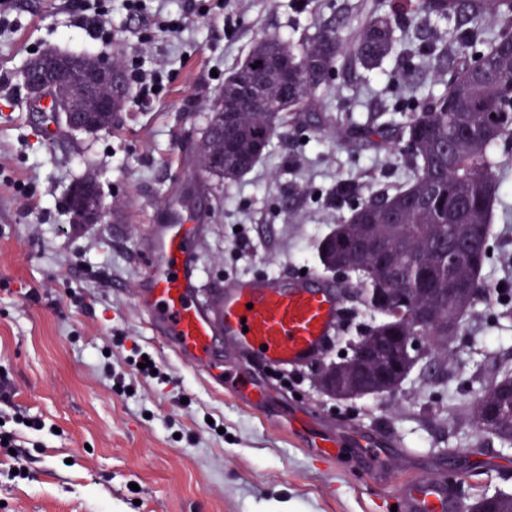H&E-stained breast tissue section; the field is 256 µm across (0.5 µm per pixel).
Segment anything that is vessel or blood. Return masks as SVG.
Returning <instances> with one entry per match:
<instances>
[{
    "label": "vessel or blood",
    "instance_id": "1",
    "mask_svg": "<svg viewBox=\"0 0 512 512\" xmlns=\"http://www.w3.org/2000/svg\"><path fill=\"white\" fill-rule=\"evenodd\" d=\"M193 235L184 222L153 225L144 252L150 266L136 302L147 326L187 366L207 369L214 342L230 340L271 367L305 364L324 349L339 323L343 300L333 285L311 273L286 283L275 277L237 280L211 299L199 300L192 262ZM255 379L225 373L224 391L249 398ZM408 512H447L448 492L440 482L414 483L405 495Z\"/></svg>",
    "mask_w": 512,
    "mask_h": 512
}]
</instances>
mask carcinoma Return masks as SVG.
<instances>
[{
    "label": "carcinoma",
    "instance_id": "1",
    "mask_svg": "<svg viewBox=\"0 0 512 512\" xmlns=\"http://www.w3.org/2000/svg\"><path fill=\"white\" fill-rule=\"evenodd\" d=\"M390 3L391 12L371 14L349 43L332 22L297 43L269 36L258 39L218 94L228 102L237 99L255 74L270 93H278L285 59L288 67L301 71L305 87L299 94L288 92V107L281 112H244L236 118L232 130L225 132L229 148L224 172L217 175L222 182L238 180L290 126L308 127L315 133L332 127L349 143L366 141L376 148L403 143L410 150L411 172L390 192L362 198L356 182L336 183V200L350 204L352 212L317 247L323 270L354 273L363 304L379 315L338 364L359 362L357 347L385 336H415L422 341L418 359L427 365L409 364L404 344L397 343L386 359L394 368V378L385 386H375L374 396L398 391L416 367L425 385L448 370V352L465 336L466 316L474 311L479 295L489 296L490 286L481 279V270L500 187L492 149L512 138V0ZM487 14L496 16L501 27L486 37L461 40L448 86L411 100L402 119L378 115L368 124L356 125L349 120L335 122L324 113L317 92L333 79L340 60L350 53L363 69L383 70L396 49L394 25L400 16L410 15L422 25L450 18L474 25ZM367 234L385 255L360 248ZM456 248L458 258L450 267L448 251ZM453 279L471 284L475 291L448 292ZM418 307L434 310L435 319L418 324L414 318ZM510 378L512 367H495L472 390L464 412L485 439L512 447Z\"/></svg>",
    "mask_w": 512,
    "mask_h": 512
}]
</instances>
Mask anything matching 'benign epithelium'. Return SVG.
<instances>
[{
    "label": "benign epithelium",
    "mask_w": 512,
    "mask_h": 512,
    "mask_svg": "<svg viewBox=\"0 0 512 512\" xmlns=\"http://www.w3.org/2000/svg\"><path fill=\"white\" fill-rule=\"evenodd\" d=\"M22 81L28 97L35 106L49 100L54 105V125L72 132L92 134L100 130L99 118L124 111L126 76L112 59L106 56L71 54L50 51L25 65ZM278 106L265 87L250 83L240 102L229 107L218 104V112H239L249 107L269 110ZM224 126L207 122L195 150L209 168L224 169V145H214L213 131ZM73 222L102 224L111 216V208L101 194L95 175L87 174L70 190ZM316 382L323 390L336 391V383L358 387L363 378L357 372L342 374L321 365L315 373Z\"/></svg>",
    "instance_id": "benign-epithelium-1"
}]
</instances>
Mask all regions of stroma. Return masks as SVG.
I'll return each instance as SVG.
<instances>
[{
    "mask_svg": "<svg viewBox=\"0 0 512 512\" xmlns=\"http://www.w3.org/2000/svg\"><path fill=\"white\" fill-rule=\"evenodd\" d=\"M10 25L0 30V373L12 402L41 418L27 431L20 458L0 451V512H405L416 481L454 473L456 506L478 492L512 493V448L487 443L474 427L453 429L451 414L470 396L469 376L483 360H512V318L496 321V304L480 303L468 337L448 366L441 418L422 415L430 387L409 379L390 397L339 401L315 383L317 363L339 357L373 320L353 293L346 315L318 361L267 370L254 356L218 343L209 372L186 367L153 337L135 302L150 269L142 245L151 225L197 218L193 263L203 293L257 276L293 279L319 270L318 242L350 215L331 205L336 180L349 178L362 196L405 178L408 157L396 148H354L332 133L289 129L233 183L202 193L191 173L194 145L224 80L264 36L299 40L321 22L341 24L351 39L372 5L389 0H224L207 15H186L184 0H147L142 17L124 0H102L110 33L79 25L83 0H7ZM185 15L181 37L163 33ZM93 52L143 56L162 70L160 100L128 98L111 129L95 135L47 132L33 112L19 73L32 54ZM341 63L320 94L328 111L366 121L393 112L414 85ZM503 187L494 207L482 277L512 298V139L499 143ZM97 174L112 206L102 224L73 223L72 184ZM152 353L172 379L162 384L129 364L131 346ZM125 376L115 391L104 361ZM259 378L271 393L263 405L226 395L225 371ZM185 402H178L176 392ZM223 423L211 429L208 418ZM336 438L324 457L315 435ZM31 472L13 479L14 464Z\"/></svg>",
    "mask_w": 512,
    "mask_h": 512,
    "instance_id": "35a3bbf8",
    "label": "stroma"
}]
</instances>
